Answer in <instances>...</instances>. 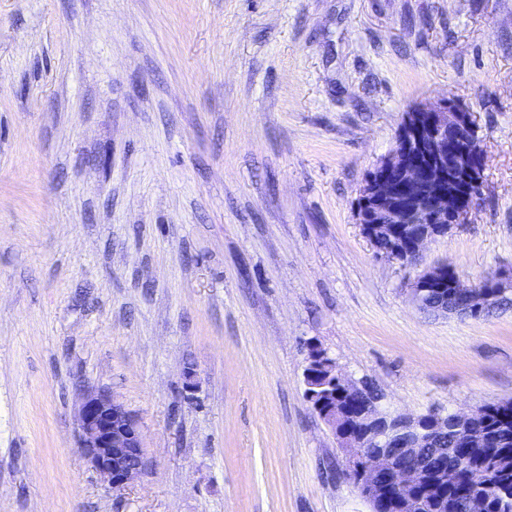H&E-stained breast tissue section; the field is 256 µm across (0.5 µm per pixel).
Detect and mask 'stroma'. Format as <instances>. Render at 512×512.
<instances>
[{
    "instance_id": "obj_1",
    "label": "stroma",
    "mask_w": 512,
    "mask_h": 512,
    "mask_svg": "<svg viewBox=\"0 0 512 512\" xmlns=\"http://www.w3.org/2000/svg\"><path fill=\"white\" fill-rule=\"evenodd\" d=\"M444 97L485 181L423 265L512 274V0H0V512H369L310 342L392 410L512 398V308L423 313V265L357 222ZM84 387L140 422L118 495L78 448Z\"/></svg>"
}]
</instances>
